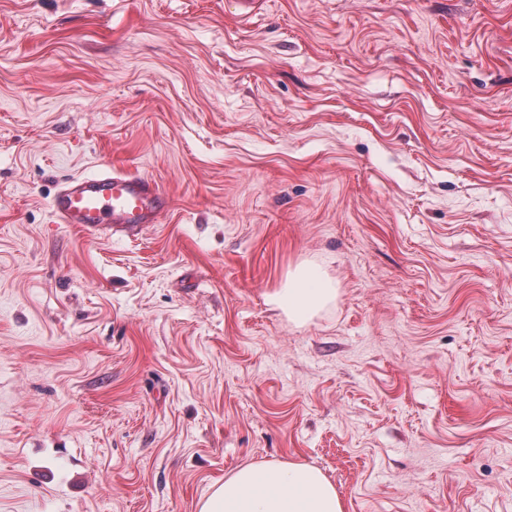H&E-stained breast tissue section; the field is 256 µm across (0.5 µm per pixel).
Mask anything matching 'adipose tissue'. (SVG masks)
<instances>
[{"instance_id": "obj_1", "label": "adipose tissue", "mask_w": 512, "mask_h": 512, "mask_svg": "<svg viewBox=\"0 0 512 512\" xmlns=\"http://www.w3.org/2000/svg\"><path fill=\"white\" fill-rule=\"evenodd\" d=\"M321 275L296 270L274 304L303 322L333 299ZM200 512H343L335 486L302 463L265 462L238 468L201 503Z\"/></svg>"}]
</instances>
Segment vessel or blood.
I'll return each mask as SVG.
<instances>
[{
  "label": "vessel or blood",
  "mask_w": 512,
  "mask_h": 512,
  "mask_svg": "<svg viewBox=\"0 0 512 512\" xmlns=\"http://www.w3.org/2000/svg\"><path fill=\"white\" fill-rule=\"evenodd\" d=\"M169 200L151 178L106 169L67 181L50 206L59 223L74 224L89 233L135 235L157 223Z\"/></svg>",
  "instance_id": "obj_1"
}]
</instances>
